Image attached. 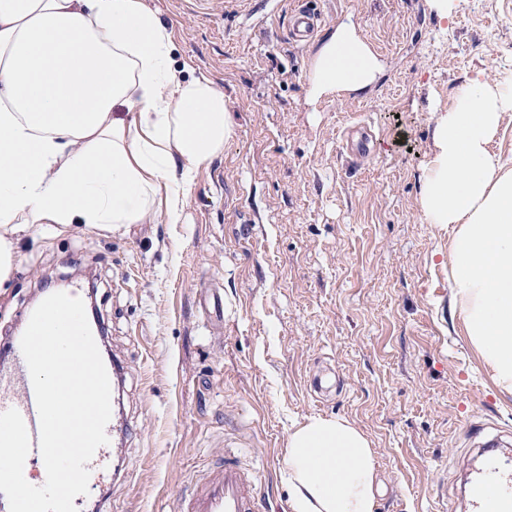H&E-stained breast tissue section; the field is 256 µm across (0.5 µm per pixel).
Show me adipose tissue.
Listing matches in <instances>:
<instances>
[{
  "mask_svg": "<svg viewBox=\"0 0 512 512\" xmlns=\"http://www.w3.org/2000/svg\"><path fill=\"white\" fill-rule=\"evenodd\" d=\"M173 32L144 0H0V285L17 239L43 225L113 231L157 208L181 223L200 168L234 135L205 76L172 65ZM382 63L350 22L317 46L308 95L361 97ZM512 87L482 76L438 113L420 204L453 225L449 286L467 337L512 393V155L490 150ZM284 470L292 512H375L370 441L347 419L294 430Z\"/></svg>",
  "mask_w": 512,
  "mask_h": 512,
  "instance_id": "adipose-tissue-1",
  "label": "adipose tissue"
}]
</instances>
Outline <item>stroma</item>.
<instances>
[{"label": "stroma", "instance_id": "1", "mask_svg": "<svg viewBox=\"0 0 512 512\" xmlns=\"http://www.w3.org/2000/svg\"><path fill=\"white\" fill-rule=\"evenodd\" d=\"M173 28L184 77H209L235 134L202 166L184 221L154 211L113 232L22 236L0 288V337L25 323L38 281H94L123 368L122 452L98 512H175L196 470L225 450L261 468L265 512H289L283 451L308 417L348 419L371 442L376 512H468L476 441L512 458L500 392L454 312L451 231L420 191L437 113L483 74L512 85V0H307L359 25L385 75L361 99L310 102L313 42L288 39L296 0H144ZM364 125L357 160L346 132ZM224 296L223 318L205 312Z\"/></svg>", "mask_w": 512, "mask_h": 512}]
</instances>
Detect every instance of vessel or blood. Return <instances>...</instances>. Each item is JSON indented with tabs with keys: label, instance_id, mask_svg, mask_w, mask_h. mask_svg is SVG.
<instances>
[{
	"label": "vessel or blood",
	"instance_id": "1",
	"mask_svg": "<svg viewBox=\"0 0 512 512\" xmlns=\"http://www.w3.org/2000/svg\"><path fill=\"white\" fill-rule=\"evenodd\" d=\"M321 16L307 5L295 9L289 20L288 38L294 42L309 39L316 32ZM11 366L0 373V412L17 409L26 424L31 448L27 466L37 468L36 485H43L46 476L39 446V417L28 366L21 350L20 337L8 343ZM108 446L99 447L87 465L89 489L97 491L105 481ZM473 512H512V462L488 456L484 468L471 479ZM256 470L228 460L223 466L209 470L207 476L194 484L182 497L178 512H259Z\"/></svg>",
	"mask_w": 512,
	"mask_h": 512
}]
</instances>
